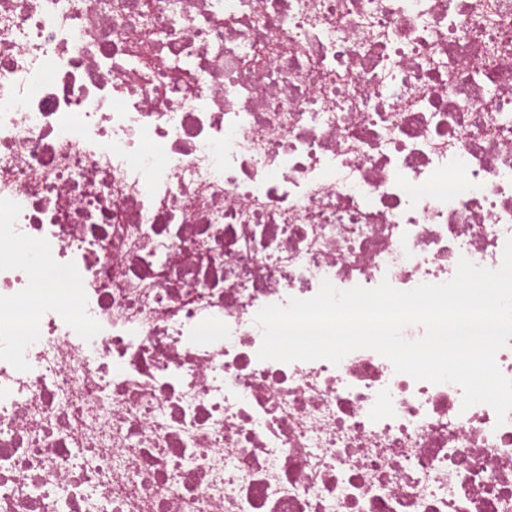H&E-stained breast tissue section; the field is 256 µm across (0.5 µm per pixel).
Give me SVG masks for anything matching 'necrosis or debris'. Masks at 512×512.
<instances>
[{
    "mask_svg": "<svg viewBox=\"0 0 512 512\" xmlns=\"http://www.w3.org/2000/svg\"><path fill=\"white\" fill-rule=\"evenodd\" d=\"M511 238L512 0H0V512H512V413L255 320Z\"/></svg>",
    "mask_w": 512,
    "mask_h": 512,
    "instance_id": "1",
    "label": "necrosis or debris"
}]
</instances>
